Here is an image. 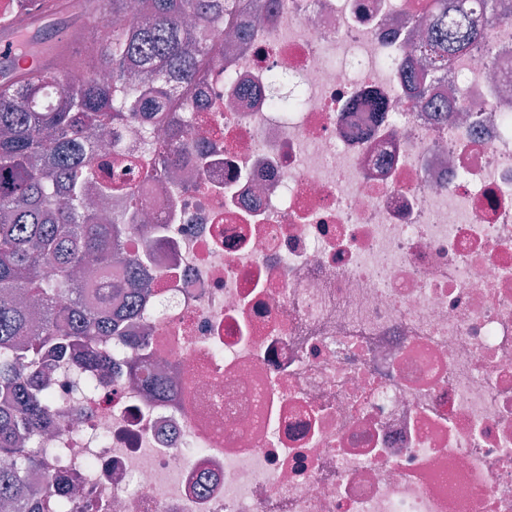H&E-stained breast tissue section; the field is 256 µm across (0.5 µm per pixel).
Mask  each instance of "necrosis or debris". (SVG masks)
I'll return each instance as SVG.
<instances>
[{
  "mask_svg": "<svg viewBox=\"0 0 512 512\" xmlns=\"http://www.w3.org/2000/svg\"><path fill=\"white\" fill-rule=\"evenodd\" d=\"M416 110L422 0H244L246 41L91 180L158 256L139 350L50 376L77 512H512V0ZM191 126L193 181L151 174Z\"/></svg>",
  "mask_w": 512,
  "mask_h": 512,
  "instance_id": "necrosis-or-debris-1",
  "label": "necrosis or debris"
}]
</instances>
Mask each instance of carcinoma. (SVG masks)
<instances>
[{"instance_id":"carcinoma-1","label":"carcinoma","mask_w":512,"mask_h":512,"mask_svg":"<svg viewBox=\"0 0 512 512\" xmlns=\"http://www.w3.org/2000/svg\"><path fill=\"white\" fill-rule=\"evenodd\" d=\"M242 0H140V20L124 22L129 0H104L103 11L47 26L87 33L76 56L61 55L34 76L0 79V453L14 457L0 469V501L14 512H68L66 488L39 489L28 482L44 449L22 448L49 423L46 359L64 362L78 350L89 369L112 357L99 343L122 336L133 306L116 312L91 307L77 273L95 264L104 272L126 228L112 212L93 205L88 189L92 144L140 113L166 111L172 83L197 81L224 62L219 35L232 25ZM418 20L426 35L403 60L417 86L414 104H434L422 84L441 80L456 57L482 42L484 24L495 17V0H481L483 12L462 0H434ZM112 26L106 43L93 39L101 23ZM71 69L87 74L70 86ZM190 147L175 135L169 152L154 160L162 176L179 167ZM147 252L125 262L120 292L143 287L151 266Z\"/></svg>"}]
</instances>
